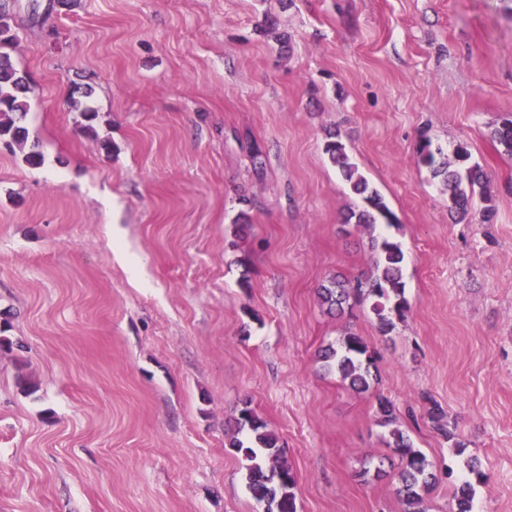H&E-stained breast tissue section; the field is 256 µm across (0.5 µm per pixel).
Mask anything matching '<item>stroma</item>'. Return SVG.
Listing matches in <instances>:
<instances>
[{
	"mask_svg": "<svg viewBox=\"0 0 512 512\" xmlns=\"http://www.w3.org/2000/svg\"><path fill=\"white\" fill-rule=\"evenodd\" d=\"M5 2L44 163L0 145V512H263L225 436L246 404L297 512H399L397 467L360 475L389 453L381 397L432 465L429 512H455L472 456L473 512H512V157L490 134L512 0ZM333 132L405 253L387 334L318 298L375 262ZM424 135L467 145L491 222L451 217ZM348 332L375 351L363 393L321 359Z\"/></svg>",
	"mask_w": 512,
	"mask_h": 512,
	"instance_id": "stroma-1",
	"label": "stroma"
}]
</instances>
